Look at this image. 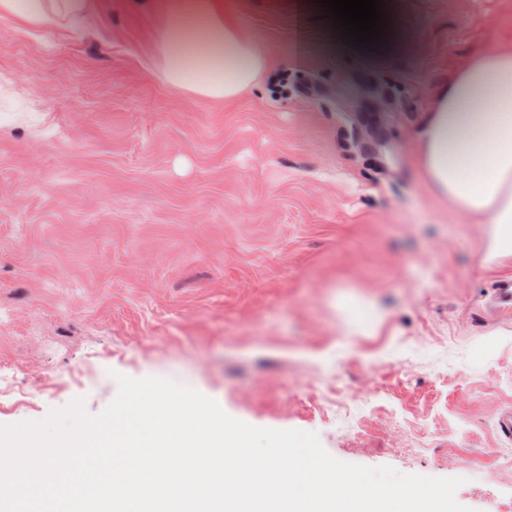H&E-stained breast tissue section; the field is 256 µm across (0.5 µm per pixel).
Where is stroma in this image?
Instances as JSON below:
<instances>
[{"mask_svg":"<svg viewBox=\"0 0 512 512\" xmlns=\"http://www.w3.org/2000/svg\"><path fill=\"white\" fill-rule=\"evenodd\" d=\"M224 4L270 75L223 103L162 81L160 20L124 0L66 36L0 19V425L167 377L512 512V262L483 265V225L429 194L415 139L459 70L512 45V0H390L378 52L313 2ZM356 298L384 317L347 336Z\"/></svg>","mask_w":512,"mask_h":512,"instance_id":"obj_1","label":"stroma"}]
</instances>
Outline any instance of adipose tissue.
<instances>
[{"label": "adipose tissue", "instance_id": "ef3b65f1", "mask_svg": "<svg viewBox=\"0 0 512 512\" xmlns=\"http://www.w3.org/2000/svg\"><path fill=\"white\" fill-rule=\"evenodd\" d=\"M160 15L154 67L167 86L199 99L231 101L268 75L223 0H129ZM100 0H0V18L44 31L83 28ZM430 194L486 225L484 263L512 258V46L475 57L436 97L417 134Z\"/></svg>", "mask_w": 512, "mask_h": 512}]
</instances>
